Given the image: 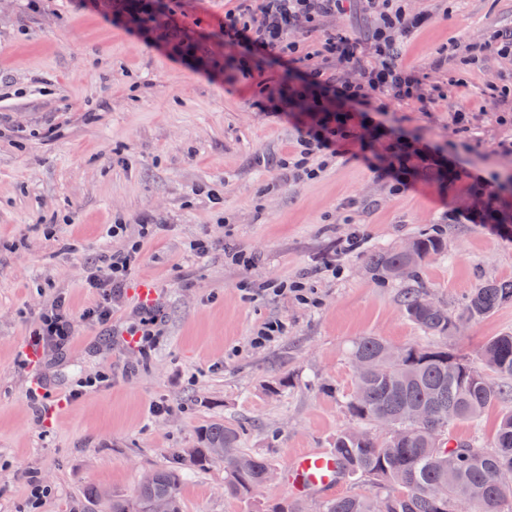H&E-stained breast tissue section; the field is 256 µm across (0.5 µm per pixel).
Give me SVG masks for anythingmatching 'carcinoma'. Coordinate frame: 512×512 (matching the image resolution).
<instances>
[{
  "label": "carcinoma",
  "instance_id": "obj_1",
  "mask_svg": "<svg viewBox=\"0 0 512 512\" xmlns=\"http://www.w3.org/2000/svg\"><path fill=\"white\" fill-rule=\"evenodd\" d=\"M444 239L430 231L420 233L406 248L376 251L368 261L375 279L399 280L406 285L402 307L407 318L430 341L404 346L405 357L390 364L387 374L355 377L352 392L343 397L350 419L358 425L336 433L331 452L346 481H372L384 489L377 494L357 491L328 498L321 512H512V489L503 490L496 473L512 468V333L491 337L481 352L480 365L448 351L439 339L463 320L484 318L512 303V280L489 282L475 289L466 308L453 314L425 297L421 271L427 260L444 251ZM390 343L377 336L352 342L350 361L389 360ZM497 376L499 383L489 382ZM500 408L497 431L487 446L480 437H456L460 423L479 425L490 408ZM391 426L390 435L378 424ZM238 427L214 423L202 430L199 447L175 451L196 467L224 464V494L248 500L272 470L267 458L240 448ZM176 468L157 469L143 476L135 494L126 497L99 487L85 492V508L106 506L108 512H153L164 499L170 512H181ZM472 487L482 496L465 502Z\"/></svg>",
  "mask_w": 512,
  "mask_h": 512
}]
</instances>
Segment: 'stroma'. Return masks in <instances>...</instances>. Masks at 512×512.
Wrapping results in <instances>:
<instances>
[{
    "mask_svg": "<svg viewBox=\"0 0 512 512\" xmlns=\"http://www.w3.org/2000/svg\"><path fill=\"white\" fill-rule=\"evenodd\" d=\"M408 4L426 21L405 39L401 61L428 71L426 85L442 99L428 112L390 101L392 117L450 144L460 139L450 115L467 107L480 118L462 166L512 177V155L497 152L512 139V95L484 97L490 83L512 86V53L463 64L473 44L512 30V0ZM235 6L189 0L183 21L207 34ZM374 25L362 0H347L322 30L366 42ZM209 49L207 63L179 64L152 36L78 10L75 0H0V512H27L32 475L50 489L40 512H79L92 486L133 495L145 473L174 466L175 449L196 447L214 422L242 427L245 448L269 459L276 476L239 501L224 495L223 465L187 469L183 512H264L292 500L285 465L299 452L330 450L351 423L341 402L355 380L351 343L423 339L402 313V283L375 280L368 254L440 230L446 250L422 279L429 299L457 312L473 289L512 280V222L467 219L480 204L469 180L422 178L395 191L351 153L316 180H288L275 162L294 151L298 131L268 114L279 69L213 81L203 66L223 65L231 50L220 42ZM147 213L169 230L145 244L111 326H99L84 316L97 298L85 271L136 237ZM115 224L125 234L113 235ZM353 233L359 244L349 251ZM204 235L215 245L199 258L190 244ZM235 249L253 255L250 268L225 261ZM330 263L340 274L327 271ZM294 277L317 290L318 306L239 288ZM145 286L160 329L146 359L120 335ZM61 294L76 337L64 350L32 354L37 315ZM272 318L287 323V335L251 347L250 336ZM505 332L512 304L462 323L445 343L475 363L488 339ZM99 372L110 374L108 386L66 401ZM283 376L288 389L269 394ZM37 382L42 398L33 404L27 394ZM156 404L167 413L153 414Z\"/></svg>",
    "mask_w": 512,
    "mask_h": 512,
    "instance_id": "obj_1",
    "label": "stroma"
}]
</instances>
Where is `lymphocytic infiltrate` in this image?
<instances>
[{
    "label": "lymphocytic infiltrate",
    "instance_id": "f902f5d3",
    "mask_svg": "<svg viewBox=\"0 0 512 512\" xmlns=\"http://www.w3.org/2000/svg\"><path fill=\"white\" fill-rule=\"evenodd\" d=\"M238 2V7L225 12L219 21L218 34L225 45L239 48L240 53L224 66L211 68L209 75L232 83L239 70L249 65L282 67L283 76L269 96L277 102V115L290 119L299 131L298 152L280 162L293 180L317 179L333 158L360 143L364 130L382 144L379 152L368 156V165L396 186L411 185L431 168L447 173L449 180L461 178L460 167L445 156L443 148L405 134L388 119V100L423 98L419 79L400 60L403 41L420 24L419 16L407 13L396 0H364L378 16L372 35L373 55L367 60L360 41L350 36L323 35L313 53L291 37L296 29L310 35L320 33L323 18L342 10L345 0ZM80 6L108 20L154 28L155 47L169 57L201 61L208 52L209 35L192 33L181 19L184 0H81ZM311 87L322 89L324 95L304 102ZM166 230V225L142 220L137 239L112 253L104 264L87 269L84 283L99 293L98 302L86 312L87 319L111 326L112 298L125 288L145 240ZM73 339L70 307L65 299H56L41 313L32 346L56 349L70 345Z\"/></svg>",
    "mask_w": 512,
    "mask_h": 512
}]
</instances>
